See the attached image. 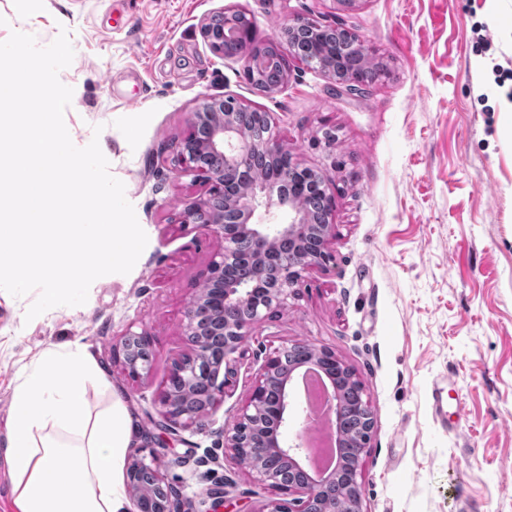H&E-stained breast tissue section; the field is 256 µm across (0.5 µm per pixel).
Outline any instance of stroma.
I'll return each mask as SVG.
<instances>
[{
    "instance_id": "stroma-1",
    "label": "stroma",
    "mask_w": 512,
    "mask_h": 512,
    "mask_svg": "<svg viewBox=\"0 0 512 512\" xmlns=\"http://www.w3.org/2000/svg\"><path fill=\"white\" fill-rule=\"evenodd\" d=\"M225 7L246 12L259 43L294 15L344 22L378 75L364 95L339 96L294 61L281 92H261L202 37L203 18ZM63 29L74 49L59 73L73 90L65 126L77 147L98 141L148 243L81 306L29 321L37 292L0 290V443L19 370L74 340L151 431L168 368L186 351V308L220 247L179 222L206 192L176 172L180 141L204 97L232 96L269 113L295 160L324 176L335 261L254 326L223 402L168 435L159 471L195 512L226 479L236 512H259L273 494L225 453L223 429L257 371L253 355L310 342L356 373L375 415L363 512H512V0H42L34 14L0 0V42L20 31L44 47ZM129 330L155 341L138 382L112 362ZM436 385L448 394L446 430L431 409Z\"/></svg>"
}]
</instances>
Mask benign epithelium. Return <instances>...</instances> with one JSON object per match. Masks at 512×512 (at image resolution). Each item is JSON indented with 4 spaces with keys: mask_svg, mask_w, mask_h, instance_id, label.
<instances>
[{
    "mask_svg": "<svg viewBox=\"0 0 512 512\" xmlns=\"http://www.w3.org/2000/svg\"><path fill=\"white\" fill-rule=\"evenodd\" d=\"M245 13L222 9L201 24L204 41L214 53L243 62L245 79L269 94L287 86L290 55L318 70L339 94L358 95L366 87L365 73L346 71L337 65L336 51L328 50L322 34L340 29L371 68L368 50L343 24L321 26L296 16L278 31L276 38L258 45L252 25H244ZM245 104L234 97L206 98L192 112L181 140V172L190 173L208 185L206 196L185 203L181 225L222 242L193 301L185 311V355L175 359L159 399L164 429L190 428L204 413L213 412L224 400L225 388L237 373L255 324L275 317L299 295L303 274L325 269L334 260L329 249L336 225L329 215L335 200L323 177L293 161L288 147L274 133L255 139L243 131L240 110ZM258 166L245 187L231 201L224 200V175L247 165ZM276 209L288 215L286 223L252 222L255 212ZM232 208L237 220L231 224L224 213ZM220 350L218 360L210 353ZM154 339L146 332L122 335L112 349V360L133 381L147 377L154 360ZM314 370L327 378L324 401L328 426L336 440L347 439L342 430L344 414L359 417L365 427L350 442L352 454L344 457L331 476L314 464L300 427L292 439L294 408L292 387L296 373ZM357 388L361 381L334 351L310 343L283 345L268 353L245 404L224 430V448L258 481L282 494L299 493L298 508L271 501L258 512H335L336 482L355 490L356 512H362V458L371 440L374 413L368 401L354 405L343 401L340 380ZM200 388L206 412L196 409L190 393ZM128 493L137 512H194L179 506L176 491L165 480L154 460L136 457L126 471Z\"/></svg>",
    "mask_w": 512,
    "mask_h": 512,
    "instance_id": "1",
    "label": "benign epithelium"
}]
</instances>
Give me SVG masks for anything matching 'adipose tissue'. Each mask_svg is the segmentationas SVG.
<instances>
[{
    "label": "adipose tissue",
    "instance_id": "1",
    "mask_svg": "<svg viewBox=\"0 0 512 512\" xmlns=\"http://www.w3.org/2000/svg\"><path fill=\"white\" fill-rule=\"evenodd\" d=\"M91 384L109 393L96 412L88 407ZM11 408L0 447L11 512H128L124 473L138 429L124 394L83 344L45 347L22 369Z\"/></svg>",
    "mask_w": 512,
    "mask_h": 512
}]
</instances>
